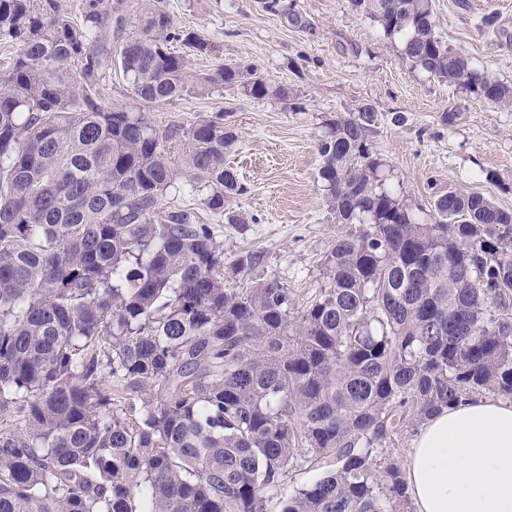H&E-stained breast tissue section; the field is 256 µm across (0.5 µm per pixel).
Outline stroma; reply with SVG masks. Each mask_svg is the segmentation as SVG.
<instances>
[{
	"instance_id": "35a3bbf8",
	"label": "stroma",
	"mask_w": 512,
	"mask_h": 512,
	"mask_svg": "<svg viewBox=\"0 0 512 512\" xmlns=\"http://www.w3.org/2000/svg\"><path fill=\"white\" fill-rule=\"evenodd\" d=\"M281 3L300 25L269 10L268 0H166L176 28L197 31L214 47L192 57V74L209 73L221 60L252 63L304 105L292 112L224 87L189 93L150 115L159 126H186L228 111L239 142L227 162L247 191L225 206L247 223H225L185 187L171 190L164 203L193 209L213 225L225 263L244 250L262 253L241 287L279 279L298 309L323 287L322 262L342 227L317 177V143L323 121L366 103L378 115L372 146L388 165V184L419 219H427L436 192L451 185L512 210V108L411 69L400 41L351 0ZM435 13L442 36L474 69L512 86V0H435Z\"/></svg>"
}]
</instances>
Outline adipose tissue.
Masks as SVG:
<instances>
[{
  "label": "adipose tissue",
  "mask_w": 512,
  "mask_h": 512,
  "mask_svg": "<svg viewBox=\"0 0 512 512\" xmlns=\"http://www.w3.org/2000/svg\"><path fill=\"white\" fill-rule=\"evenodd\" d=\"M404 476L415 512H512V400L474 398L430 417Z\"/></svg>",
  "instance_id": "1"
}]
</instances>
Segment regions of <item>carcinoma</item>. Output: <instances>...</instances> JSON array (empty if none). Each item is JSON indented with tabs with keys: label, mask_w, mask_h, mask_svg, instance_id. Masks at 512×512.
Here are the masks:
<instances>
[{
	"label": "carcinoma",
	"mask_w": 512,
	"mask_h": 512,
	"mask_svg": "<svg viewBox=\"0 0 512 512\" xmlns=\"http://www.w3.org/2000/svg\"><path fill=\"white\" fill-rule=\"evenodd\" d=\"M414 68L512 107L438 32L434 0H352ZM0 0V512H267L293 469L320 476L282 512H413L397 438L476 394L512 399V211L448 187L421 222L385 186L377 113H338L318 143L336 222L325 285L293 311L287 286L230 283L214 227L162 201L186 185L227 224L247 188L217 112L160 128L150 113L237 86L292 112L253 64L220 62L164 0ZM119 52L112 55V41ZM117 66L129 102L99 85Z\"/></svg>",
	"instance_id": "cac0c4a2"
}]
</instances>
